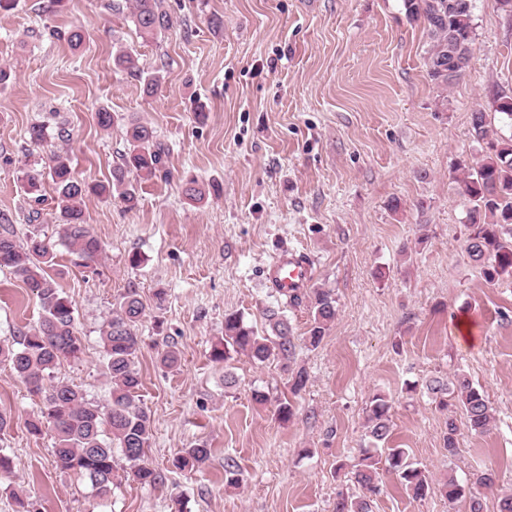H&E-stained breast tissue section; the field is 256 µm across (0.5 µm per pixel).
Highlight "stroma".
Returning a JSON list of instances; mask_svg holds the SVG:
<instances>
[{"label": "stroma", "mask_w": 512, "mask_h": 512, "mask_svg": "<svg viewBox=\"0 0 512 512\" xmlns=\"http://www.w3.org/2000/svg\"><path fill=\"white\" fill-rule=\"evenodd\" d=\"M105 2L17 0L0 11V65L14 72L0 90V232L57 241L52 181L37 203L20 180L43 169L49 150L65 149L76 177L92 182L110 177L128 121L167 145L168 177L138 182L135 207L88 201L86 222L104 247L95 266H74L58 249L54 274L76 306L85 354L53 372L105 402L100 329L135 289L145 307L137 366L152 424L147 461L167 480L138 484L119 455L112 493L100 500L55 466L50 433L29 434L42 401L2 362L0 410L12 425L0 447L14 470L0 478V512H17L21 498L34 512H171L176 496L184 512H333L338 493L356 491L336 468H352L366 448L365 408L377 393L392 405L394 444L433 483L469 481L492 463L499 492H512V280L489 284L468 260L470 203L458 183L481 156L472 112L512 136L494 110L497 94L512 93V11L473 0L470 64L443 89L427 75L425 24L404 0H164L172 25L152 39ZM74 27L85 32L76 48L49 35ZM120 46L143 72L163 74L155 96L115 66ZM101 107L117 115L107 132L95 120ZM35 123L48 133L38 145L28 136ZM190 178L221 191L189 204ZM35 210L41 218L29 222ZM288 252L312 262V287L333 290L337 306L318 348L296 346L310 380L295 397L278 362L211 357L225 314L257 324L275 306L267 269ZM40 312L35 292L1 270L0 340ZM171 347L181 363L167 368L159 359ZM458 372L484 390L495 422L484 436L459 425L451 458L448 415L427 385ZM287 397L296 413L283 422L275 409ZM196 444L212 450L205 468L176 469L174 458ZM228 455L242 470L233 487L224 483ZM383 481L373 512L467 510L437 493L412 500L392 473Z\"/></svg>", "instance_id": "obj_1"}]
</instances>
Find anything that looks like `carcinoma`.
Returning <instances> with one entry per match:
<instances>
[{
  "label": "carcinoma",
  "mask_w": 512,
  "mask_h": 512,
  "mask_svg": "<svg viewBox=\"0 0 512 512\" xmlns=\"http://www.w3.org/2000/svg\"><path fill=\"white\" fill-rule=\"evenodd\" d=\"M112 0V11L129 9V18L142 37L153 38L172 25L163 9V0ZM413 17L424 20L430 39L426 51L428 74L435 84L452 85L467 70L471 60L474 24L471 0H404ZM114 64L130 75L142 79L144 91L152 94L163 81L159 72L143 75L132 53L120 50ZM472 137L485 144L486 151L475 166L460 178L462 193L473 202L467 215L469 233L465 252L471 262L482 269L484 279L495 283L512 277V138L494 137L486 113L471 115ZM127 151L121 163L112 171L107 182L86 183L72 174L71 158L63 150H52L47 156V168L55 185L53 219L58 223L59 244L69 252L78 266L87 267L102 254V245L84 222L87 200L94 196L120 198L128 207L137 201L136 187L128 174L141 179L167 175L164 168L168 148L154 139L147 125L130 121L126 127ZM25 193L34 201L41 200L42 173L23 172ZM184 195L192 203L204 201L207 190L197 180H186ZM54 245L40 234L32 232L23 242L10 232L0 233V269H7L36 292L42 308L37 323L12 340L0 341V359L7 361L29 391L42 399L40 417L27 423L28 431L40 435L48 429L53 438L56 467L86 480L95 496L105 498L114 485V449L121 450L130 476L144 485L163 484L165 472L145 461V448L152 436L151 418L141 405L140 375L136 359L140 350L138 323L143 304L131 289L122 298L101 329L105 356V375L109 399L104 405L91 400L77 385L51 381V373L62 359L77 358L83 353L75 330V304L60 288L50 270L56 266ZM309 299L311 320L307 336L309 346L317 347L331 323L336 319L334 293L324 288L303 290L285 298V303L298 306ZM264 326L260 329L246 321L238 312L224 316V348L212 352L215 360H228L231 353H244L264 363L279 359L283 365L293 359L296 349L293 330L280 309L263 312ZM427 390L437 407L448 411L443 436L448 457L458 453L455 410L465 415L466 426L474 435L482 436L492 427L493 408L484 391L464 373L447 380L429 381ZM366 434L371 447L363 450L351 479L361 488L359 494L341 493L336 498L335 512H371L373 497L382 492L383 479L379 457L385 456L387 471L396 475L402 489L414 500L426 497L431 489L429 476L411 462L406 449L389 446L392 434L390 404L385 396L376 394L366 408ZM210 458V449L194 445L184 450L178 464L200 470ZM224 482H241V469L235 458L224 457ZM496 474L487 468L476 474L470 483H461L450 476L438 491L454 503L465 500L469 512H484L479 489H493Z\"/></svg>",
  "instance_id": "obj_1"
}]
</instances>
